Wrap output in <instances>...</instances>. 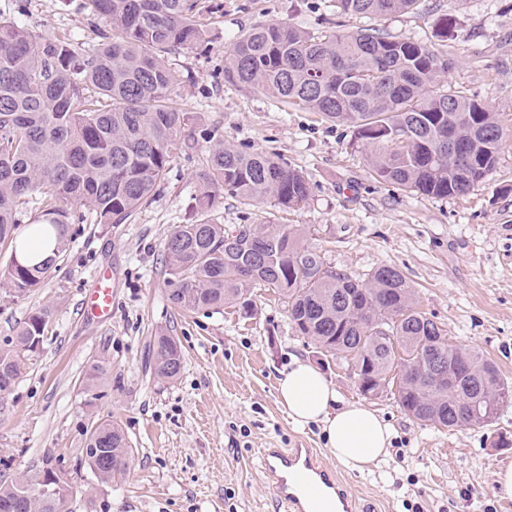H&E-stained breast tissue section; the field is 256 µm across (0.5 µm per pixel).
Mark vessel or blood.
Masks as SVG:
<instances>
[{
    "label": "vessel or blood",
    "instance_id": "obj_1",
    "mask_svg": "<svg viewBox=\"0 0 512 512\" xmlns=\"http://www.w3.org/2000/svg\"><path fill=\"white\" fill-rule=\"evenodd\" d=\"M87 316L112 314V277L101 272L87 294ZM266 481L287 512H356V503L334 467L311 448H265L261 451Z\"/></svg>",
    "mask_w": 512,
    "mask_h": 512
}]
</instances>
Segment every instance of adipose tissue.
Masks as SVG:
<instances>
[{"mask_svg":"<svg viewBox=\"0 0 512 512\" xmlns=\"http://www.w3.org/2000/svg\"><path fill=\"white\" fill-rule=\"evenodd\" d=\"M278 401L299 425H320L337 461L364 471L385 456L393 431L373 410L340 406L333 385L310 363L294 359L277 386Z\"/></svg>","mask_w":512,"mask_h":512,"instance_id":"ef3b65f1","label":"adipose tissue"}]
</instances>
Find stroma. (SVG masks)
<instances>
[{
    "label": "stroma",
    "instance_id": "stroma-1",
    "mask_svg": "<svg viewBox=\"0 0 512 512\" xmlns=\"http://www.w3.org/2000/svg\"><path fill=\"white\" fill-rule=\"evenodd\" d=\"M207 55L168 56L178 81L174 105L193 113L195 149L175 150L152 202L123 224H72L58 267L23 299L0 287V347L31 313L51 317L44 341L13 389L0 396V480L51 461L76 493L71 512H284L261 474L260 451L297 444L331 452L316 426L292 423L277 402V383L293 359L318 363L283 304L253 289L248 311H182L168 300L163 243L185 223L199 191L210 133L243 150L279 155L303 171L310 196L275 213L301 224L327 266L354 278L386 265L399 269L421 311L452 342L482 352L512 381V0H421L411 12L377 22L337 14L330 0H223ZM452 27L441 31L440 20ZM275 20L316 35L376 24L386 33L446 46L448 80L495 112L505 146L488 181L460 196L434 198L372 178L353 130L226 82L231 43ZM34 32L96 34L65 0H28ZM269 203L220 195L216 224H255ZM112 272V317L91 321L83 302L95 275ZM177 336L184 363L176 380L152 370L155 336ZM107 373L93 390V362ZM323 373L345 405L375 410L393 430L385 458L364 471L337 466L358 512H512L496 475L512 462V403L492 423L452 431L420 425L394 396H363L346 362ZM123 429L133 449L124 475L100 484L82 455L97 422Z\"/></svg>",
    "mask_w": 512,
    "mask_h": 512
}]
</instances>
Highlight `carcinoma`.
<instances>
[{
	"instance_id": "1",
	"label": "carcinoma",
	"mask_w": 512,
	"mask_h": 512,
	"mask_svg": "<svg viewBox=\"0 0 512 512\" xmlns=\"http://www.w3.org/2000/svg\"><path fill=\"white\" fill-rule=\"evenodd\" d=\"M419 0H336L338 13L376 19L413 10ZM85 13L99 41L38 34L0 18V248L10 249L3 272L13 296L42 287L67 245L73 215L84 206L92 224H122L147 205L164 180L172 151L189 141L193 116L170 103L176 83L164 56L204 54L220 0H69ZM224 80L354 128L372 175L410 193L448 198L485 183L498 163L504 131L495 113L447 82L448 51L413 38L358 28L325 39L277 22L258 24L230 48ZM190 223L164 242L168 298L184 311L247 310L251 289L278 296L296 332L324 357L342 359L359 390H390L410 417L441 429L483 424L484 411L512 401V385L474 349L452 343L447 331L418 310L415 291L396 268L380 266L362 279L325 266L304 243L306 230L266 218L259 224H213L217 195L269 200L283 211L309 197L304 173L264 151L211 139ZM40 194V207L30 208ZM54 234L43 262H14L18 226ZM50 311L28 317L0 347V371L23 374L44 337ZM438 350L450 364L466 360L470 377L453 392L424 380V354ZM184 354L179 340L154 339V375L175 379ZM85 454L107 483L124 473L132 448L124 431L103 421L91 428ZM50 463L8 484L0 507L22 494L34 512H55L42 488Z\"/></svg>"
}]
</instances>
